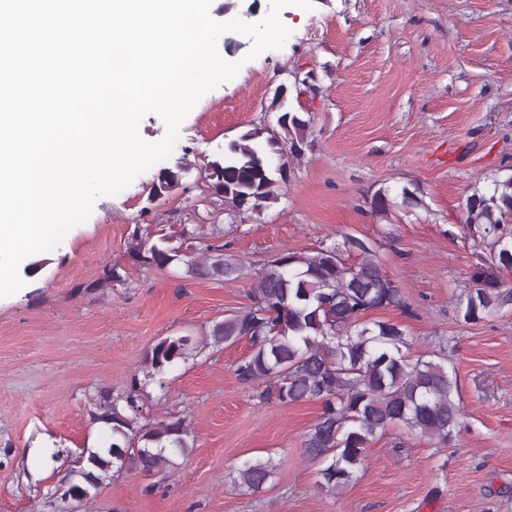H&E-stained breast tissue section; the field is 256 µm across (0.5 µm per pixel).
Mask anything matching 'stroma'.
Listing matches in <instances>:
<instances>
[{"mask_svg": "<svg viewBox=\"0 0 512 512\" xmlns=\"http://www.w3.org/2000/svg\"><path fill=\"white\" fill-rule=\"evenodd\" d=\"M284 46L249 58V37L227 32L221 56L240 62L236 80L201 97L179 128L171 156L115 195L99 196L57 253L19 267L23 287L0 298V512H512V308L467 323L455 306L482 264L466 237L471 187L512 174V0H313L282 9ZM308 77L290 96L308 113L314 147L291 162L277 203L237 219L211 210L205 164L252 125L275 121V89ZM182 180L151 201L159 173ZM419 184L415 213L372 214L380 186ZM170 235L220 232L245 262L240 278L202 280L179 269L133 265L135 225ZM348 232L377 240L389 277L403 288L402 322L413 352L447 341L464 411L448 444L393 428L345 487L325 491L302 456L321 405L259 404L242 383L241 341L207 344L213 323L249 305L265 263L283 249L309 251ZM123 280L89 290L104 264ZM194 336L195 356L145 381L151 417H186L196 442L161 488L123 472L88 502L54 492L83 448L98 447L99 389L143 378L164 336ZM276 469L261 491L235 486L230 471L256 459Z\"/></svg>", "mask_w": 512, "mask_h": 512, "instance_id": "35a3bbf8", "label": "stroma"}]
</instances>
